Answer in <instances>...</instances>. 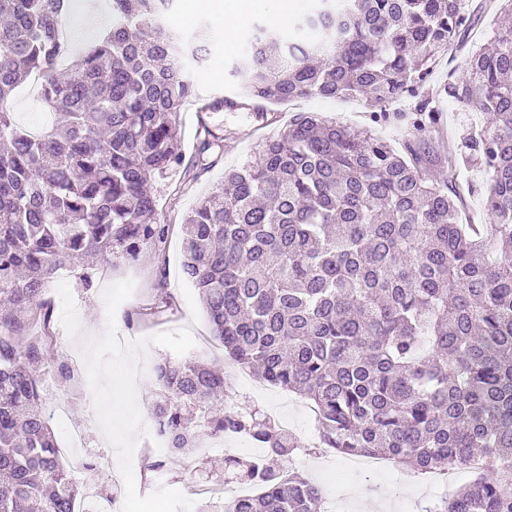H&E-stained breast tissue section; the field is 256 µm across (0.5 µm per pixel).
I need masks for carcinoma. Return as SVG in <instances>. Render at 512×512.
I'll return each mask as SVG.
<instances>
[{
  "mask_svg": "<svg viewBox=\"0 0 512 512\" xmlns=\"http://www.w3.org/2000/svg\"><path fill=\"white\" fill-rule=\"evenodd\" d=\"M174 7L112 0L101 38L77 48L60 30L65 0H0V512H80L42 411L40 369L64 389L74 380L51 352L45 294L67 263L165 243L152 183L183 162L177 115L194 86L182 58L204 59L210 38L168 28ZM468 22L462 0H341L307 17L309 40L259 27L245 96L363 98L381 125ZM493 41L445 87L484 118L461 155L489 175L486 223L461 222L453 169L433 179L414 145L309 112L186 215L182 273L212 336L257 380L304 398L318 431L304 446L265 414L225 409L224 372L201 360L158 363L169 453L229 435L265 449L224 457L256 492L218 512H320V487L273 460L326 450L418 473L486 459L425 512H512V26ZM35 73L57 118L34 133L7 104ZM409 121L436 132L440 111L422 99ZM164 467L146 457L141 480Z\"/></svg>",
  "mask_w": 512,
  "mask_h": 512,
  "instance_id": "1",
  "label": "carcinoma"
}]
</instances>
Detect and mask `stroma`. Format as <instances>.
I'll use <instances>...</instances> for the list:
<instances>
[{
    "label": "stroma",
    "instance_id": "35a3bbf8",
    "mask_svg": "<svg viewBox=\"0 0 512 512\" xmlns=\"http://www.w3.org/2000/svg\"><path fill=\"white\" fill-rule=\"evenodd\" d=\"M463 4L465 12L471 16V24L456 46L439 57L424 89L426 96L434 98L442 111L443 135L419 134L408 127L404 119L412 106L408 99L396 103L391 121L378 128L380 135L393 144L407 140L415 143L428 156L431 173L438 179L452 172L448 169V157L456 152L462 134L482 123L479 113L459 106L445 95L443 88L461 77L468 56L486 46L503 21L499 10L485 8L483 0H463ZM172 21L187 35L192 34L199 23H208L211 31L209 51L204 61L187 66L195 97L193 104L185 105L177 117L182 134L183 166L153 184L158 200L157 221L171 225L172 230L160 251L145 252L135 262L119 259L112 264L113 281L130 278L136 283L134 294L117 310L116 326L119 335L128 341L190 328L195 340L193 355L220 368L224 365V348L211 338L204 307L196 290L181 273L183 240L179 227L187 213L202 196L220 185L226 170L254 159L264 139L277 136L296 114L316 112L327 120L366 126L370 123V112L362 101L332 99H298L277 104L263 119L250 109L225 110L219 107V99L244 92L235 73L245 68V48L254 28L267 24L263 10H255L246 23L236 27L230 38L225 35L223 20L206 12L188 15L186 0H176ZM8 107L15 122L27 129L37 123L52 122L55 118L50 108L34 96L28 86L15 93ZM208 129L222 136L223 145L210 154L206 167L202 168L195 164L196 144ZM452 173L465 185L482 186L487 181L486 175L476 168L460 166ZM90 269L87 263L72 264L67 277L82 330L87 334L95 333L97 324L105 318L103 281L93 280L88 288L81 281L82 275ZM163 292L170 293L177 304L173 315L133 322L127 320V312L149 307ZM52 327L55 336L53 353L58 360L74 367L76 380L69 390L64 391L53 376L44 375V414L56 435L61 458L69 473L81 484L88 475H95L100 491L111 495V472L100 468L99 461L113 457L114 451L102 433L92 407L80 344L69 339L60 321H53ZM223 403L228 409L256 408L273 415L276 420L287 423L289 430L303 441L311 442L316 437V423L308 404L293 394L259 384L252 377L227 374ZM59 405L66 410V419L62 422L53 414ZM70 427L85 433L86 447L81 454H72L68 447L66 430ZM228 454L259 457L263 451L245 439L232 443L213 440L202 443L198 448L167 460L165 487L179 489L189 499H196V485L206 481L209 475H222L224 457ZM286 466L318 482L324 494H334L339 488L348 490L342 512H418L417 506L423 499L444 496L451 493L453 487L466 485L472 479L471 474L462 472L452 485L433 486L425 476L409 470H361L352 467L348 458L333 453L314 459L299 452L287 461Z\"/></svg>",
    "mask_w": 512,
    "mask_h": 512
}]
</instances>
